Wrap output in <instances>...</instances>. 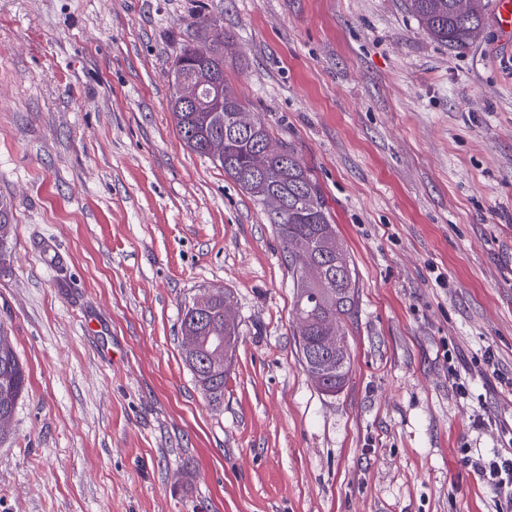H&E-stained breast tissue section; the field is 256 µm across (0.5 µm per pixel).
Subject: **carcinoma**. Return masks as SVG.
<instances>
[{
  "label": "carcinoma",
  "instance_id": "carcinoma-1",
  "mask_svg": "<svg viewBox=\"0 0 512 512\" xmlns=\"http://www.w3.org/2000/svg\"><path fill=\"white\" fill-rule=\"evenodd\" d=\"M405 8L424 32L450 50H466L482 35L488 4L474 0L475 8L464 10L461 0H404ZM175 61H184L200 78L224 77V50L201 62L195 46L186 41ZM178 134L195 153L224 168L254 200L264 207L289 257L295 295L300 354L319 346L322 337L342 334L340 324L357 312L359 295L355 268L336 235L321 191L301 163L295 149L282 142L271 149L270 132L260 117L255 129L245 134H224V118L242 101L234 92L224 96L222 112H186L170 99ZM13 223L10 200L0 196V274L10 266L8 238ZM206 313L193 315L194 303L184 308L181 335L196 341L197 358L183 356L195 382L208 401H224V384L229 368L221 358L235 355L239 323L224 320V299L229 290L212 288L204 292ZM343 363L325 376L318 388L335 394L345 383L350 368L348 349H342ZM26 378L7 332L0 325V418L13 419L25 389Z\"/></svg>",
  "mask_w": 512,
  "mask_h": 512
}]
</instances>
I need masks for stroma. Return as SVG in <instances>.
<instances>
[{"label":"stroma","mask_w":512,"mask_h":512,"mask_svg":"<svg viewBox=\"0 0 512 512\" xmlns=\"http://www.w3.org/2000/svg\"><path fill=\"white\" fill-rule=\"evenodd\" d=\"M316 180L359 280L344 387L298 348L264 210L170 109L193 21ZM403 0H0V323L28 378L0 512H512L465 458L512 453V54ZM227 288L209 405L180 318ZM464 382L467 394L455 384ZM10 200L0 196V274L6 273L10 266L8 238L13 223Z\"/></svg>","instance_id":"stroma-1"}]
</instances>
